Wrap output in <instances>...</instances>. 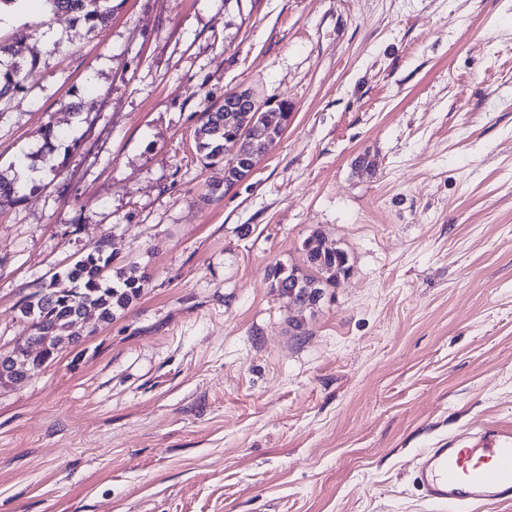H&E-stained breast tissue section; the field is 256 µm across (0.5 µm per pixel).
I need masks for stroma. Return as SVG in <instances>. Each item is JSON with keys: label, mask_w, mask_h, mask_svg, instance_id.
Wrapping results in <instances>:
<instances>
[{"label": "stroma", "mask_w": 512, "mask_h": 512, "mask_svg": "<svg viewBox=\"0 0 512 512\" xmlns=\"http://www.w3.org/2000/svg\"><path fill=\"white\" fill-rule=\"evenodd\" d=\"M112 4L95 31L47 0L0 28L40 51L0 168L54 130L0 199V347L97 244L147 277L0 389V512H443L418 455L512 426V0ZM240 88L292 118L211 196L194 132ZM316 228L351 271L287 306L271 271Z\"/></svg>", "instance_id": "obj_1"}]
</instances>
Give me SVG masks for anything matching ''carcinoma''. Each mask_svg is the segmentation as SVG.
Masks as SVG:
<instances>
[{
	"label": "carcinoma",
	"mask_w": 512,
	"mask_h": 512,
	"mask_svg": "<svg viewBox=\"0 0 512 512\" xmlns=\"http://www.w3.org/2000/svg\"><path fill=\"white\" fill-rule=\"evenodd\" d=\"M55 12L66 13L73 20L91 29L105 27L112 18V0H47ZM40 51L36 47L21 56L15 45L0 40V97L16 90L27 71L37 64ZM202 123L195 131L197 154L208 166H224V174L237 177L232 167L237 154V141L224 131V113L203 112ZM313 239H321V233L311 232L301 244L303 265H279L274 269L271 287L275 288L286 302L298 304L292 298L295 283L300 287L313 286L321 295L336 285V270L350 268L348 254L338 248L321 251L309 247ZM72 282L69 294L56 295L52 283H43L41 288L23 301L21 315L32 323L34 336L42 340L53 336L67 345H74L72 337L77 332L70 330L74 314L83 308L98 311L101 321L114 319L116 312L124 309L140 296L145 275L135 266L112 270V258L101 246L85 253L64 270Z\"/></svg>",
	"instance_id": "cac0c4a2"
}]
</instances>
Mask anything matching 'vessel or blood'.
<instances>
[{
	"label": "vessel or blood",
	"instance_id": "vessel-or-blood-1",
	"mask_svg": "<svg viewBox=\"0 0 512 512\" xmlns=\"http://www.w3.org/2000/svg\"><path fill=\"white\" fill-rule=\"evenodd\" d=\"M415 475L425 499L437 505L511 503L512 429H487L468 447L425 449Z\"/></svg>",
	"mask_w": 512,
	"mask_h": 512
}]
</instances>
